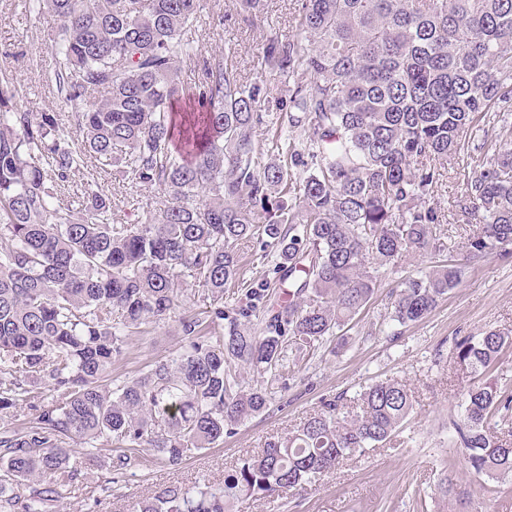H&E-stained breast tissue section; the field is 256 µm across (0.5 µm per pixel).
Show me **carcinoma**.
I'll use <instances>...</instances> for the list:
<instances>
[{
	"instance_id": "1",
	"label": "carcinoma",
	"mask_w": 512,
	"mask_h": 512,
	"mask_svg": "<svg viewBox=\"0 0 512 512\" xmlns=\"http://www.w3.org/2000/svg\"><path fill=\"white\" fill-rule=\"evenodd\" d=\"M30 2L59 20L49 67L81 142L60 137L49 113L13 111L12 82L0 76V512H52L77 476L94 477L109 443L118 467L148 445L176 469L187 449L217 445L264 412L289 352L319 347L352 319L380 269L443 247L424 198L451 163L473 165L466 197L478 227L466 260L512 253V150L474 156L463 139L488 113L512 112V0H299L297 34L263 51L264 74L280 84L274 97L263 77L243 83L222 56L182 84L203 0ZM238 5L253 24L264 18V0ZM265 115L276 117V159L263 164L254 128ZM118 152L116 176L157 187L163 210L116 224L110 199L89 187L72 221L60 204L67 173L110 167ZM256 234L275 248L289 287L263 332L224 323L234 245ZM465 271L446 263L405 280L390 320H420ZM186 277L209 310L179 318L184 349L137 378L105 382L126 339L171 318ZM510 346L493 329L453 352L460 370L485 380L464 394L448 446L496 483L512 481V426L491 420L512 408V389L487 374ZM232 365L269 380L246 385ZM40 385L51 402L40 403ZM24 405L37 416L16 427ZM412 408L398 380L349 402L339 395L224 480L162 485L131 512H234L243 497L304 489L391 440ZM72 442L83 445L82 470Z\"/></svg>"
}]
</instances>
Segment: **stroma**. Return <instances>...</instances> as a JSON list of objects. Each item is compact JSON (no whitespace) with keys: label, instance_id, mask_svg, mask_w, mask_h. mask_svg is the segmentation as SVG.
Here are the masks:
<instances>
[{"label":"stroma","instance_id":"35a3bbf8","mask_svg":"<svg viewBox=\"0 0 512 512\" xmlns=\"http://www.w3.org/2000/svg\"><path fill=\"white\" fill-rule=\"evenodd\" d=\"M297 10L298 0H268L266 20L256 27L238 14L235 0H206L204 14H221L224 24L200 27L195 46L201 56L222 55L238 68L244 81H254L264 44L294 35ZM57 25L55 17L38 12L28 0H0V70L13 80L15 110L62 116L63 132L74 140L79 132L66 119L67 110L48 68L50 36ZM470 175V168L456 166L426 196L428 205L443 217L439 226L443 252L416 255L400 268L382 272L372 299L350 324L314 352L290 358L282 387L266 411L236 427L215 447L187 449L176 470L161 467L153 449L145 447L117 475L112 471L111 452H104L94 479L75 480L57 512H127L131 502L151 495L161 485L191 486L221 479L266 440L286 437L322 400L351 396L390 379L405 383L413 396V410L390 442L345 459L305 492L271 501L245 497L236 512H448L447 502L438 493L445 477L470 493L461 512H512V483L504 484L496 495L484 493L483 478L470 470L460 449L448 445L452 422L460 417L471 383L470 376L453 363L455 343L490 329H512V255L471 262L463 282L419 322L406 327L389 322L392 297L403 279L441 261L461 259L470 229L465 196ZM90 179L104 197L123 194L126 202L116 213L120 223H144L162 206L157 187L135 182L120 187L111 171L99 168L71 173L69 194H82ZM236 250L243 268L239 280L224 290V309L229 313L249 306L248 289H267L274 298L280 293L274 250L266 246L264 237L241 241ZM195 289L190 278L178 284L176 318L146 325L144 333L131 337L122 357L112 365L111 378H135L147 365L180 351L185 340L179 316L206 309Z\"/></svg>","mask_w":512,"mask_h":512}]
</instances>
